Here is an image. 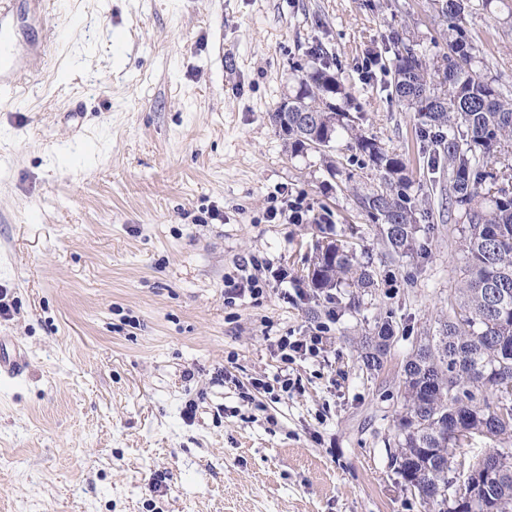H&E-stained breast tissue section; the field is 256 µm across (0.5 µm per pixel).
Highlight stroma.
Masks as SVG:
<instances>
[{"mask_svg": "<svg viewBox=\"0 0 512 512\" xmlns=\"http://www.w3.org/2000/svg\"><path fill=\"white\" fill-rule=\"evenodd\" d=\"M5 24L17 55L53 40L49 70L0 94V339L28 355L0 379V512H427L388 442L402 361L459 277L457 233L386 44L405 25L439 38L432 0H50L41 18L16 0ZM465 25L512 84V0ZM317 48L433 213L427 258L390 264L357 313L270 275L306 266L322 225H355L382 259L352 198L268 119ZM288 197L302 223L267 220ZM250 276L262 295L228 293ZM388 311L374 376L353 340ZM283 336L323 345L285 362Z\"/></svg>", "mask_w": 512, "mask_h": 512, "instance_id": "1", "label": "stroma"}]
</instances>
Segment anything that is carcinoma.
<instances>
[{
  "instance_id": "carcinoma-1",
  "label": "carcinoma",
  "mask_w": 512,
  "mask_h": 512,
  "mask_svg": "<svg viewBox=\"0 0 512 512\" xmlns=\"http://www.w3.org/2000/svg\"><path fill=\"white\" fill-rule=\"evenodd\" d=\"M447 23L446 51L429 57L409 28L388 37L391 95L418 117L415 132L431 157L433 180L448 196L461 225L460 279L448 289V314L416 340L403 365L392 461L404 490L434 512H444L448 486L462 490L477 512H512V86L486 67L476 38L464 26L471 0H433ZM345 89L319 56L300 67L295 94L268 113L295 156L316 153L325 171L350 192L385 256L394 261L425 250L420 221L426 199L413 194V170L403 153L388 151L364 133L344 105ZM351 152V167L333 153ZM371 171L363 181L359 171ZM372 262L356 243L323 236L315 259L293 277L312 297L334 308L359 309L378 286ZM396 335L392 316L379 318L359 339V359L380 373ZM478 434L501 447L482 457L499 477L449 476L464 437Z\"/></svg>"
}]
</instances>
